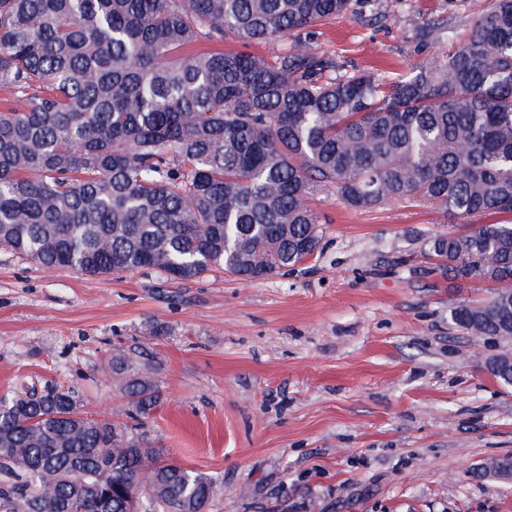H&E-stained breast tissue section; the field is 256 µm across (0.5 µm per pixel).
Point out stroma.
<instances>
[{"instance_id": "stroma-1", "label": "stroma", "mask_w": 512, "mask_h": 512, "mask_svg": "<svg viewBox=\"0 0 512 512\" xmlns=\"http://www.w3.org/2000/svg\"><path fill=\"white\" fill-rule=\"evenodd\" d=\"M491 3L351 0L296 39L247 48L296 43L337 74L397 82L469 38ZM311 205L320 253L251 282L47 271L0 247V396L57 385L108 419L123 356L162 401L121 424L217 478L208 512H512V483L472 474L512 454V387L484 368L512 338L449 327V308L490 285L448 278L425 247L456 218L414 200L356 210L327 190Z\"/></svg>"}]
</instances>
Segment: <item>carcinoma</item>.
I'll return each mask as SVG.
<instances>
[{"instance_id":"1","label":"carcinoma","mask_w":512,"mask_h":512,"mask_svg":"<svg viewBox=\"0 0 512 512\" xmlns=\"http://www.w3.org/2000/svg\"><path fill=\"white\" fill-rule=\"evenodd\" d=\"M350 0H0V245L47 270L215 269L285 275L319 252L310 204L429 202L466 220L512 214V0L468 40L390 85L327 77L302 47L269 60L221 48L330 20ZM453 279L497 284L448 325L512 337V222L429 237ZM512 386V355L487 364ZM151 380L126 406L155 408ZM54 386L0 397V512H206L214 477L143 447ZM512 471L493 457L477 478Z\"/></svg>"}]
</instances>
